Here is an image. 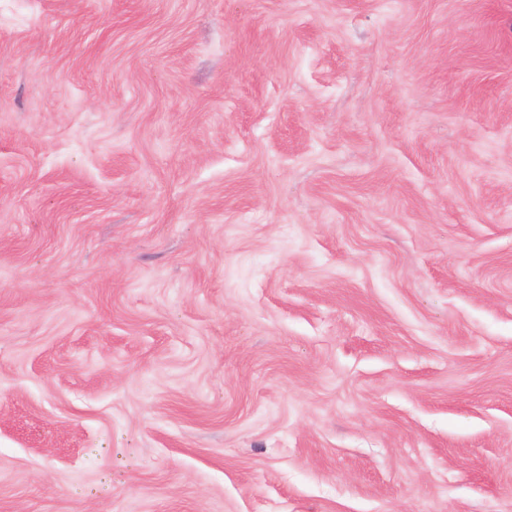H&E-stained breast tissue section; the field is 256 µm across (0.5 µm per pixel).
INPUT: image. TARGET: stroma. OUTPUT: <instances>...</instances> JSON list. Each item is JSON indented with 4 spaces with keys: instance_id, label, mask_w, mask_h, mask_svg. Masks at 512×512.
Listing matches in <instances>:
<instances>
[{
    "instance_id": "1",
    "label": "stroma",
    "mask_w": 512,
    "mask_h": 512,
    "mask_svg": "<svg viewBox=\"0 0 512 512\" xmlns=\"http://www.w3.org/2000/svg\"><path fill=\"white\" fill-rule=\"evenodd\" d=\"M0 512H512V0H0Z\"/></svg>"
}]
</instances>
